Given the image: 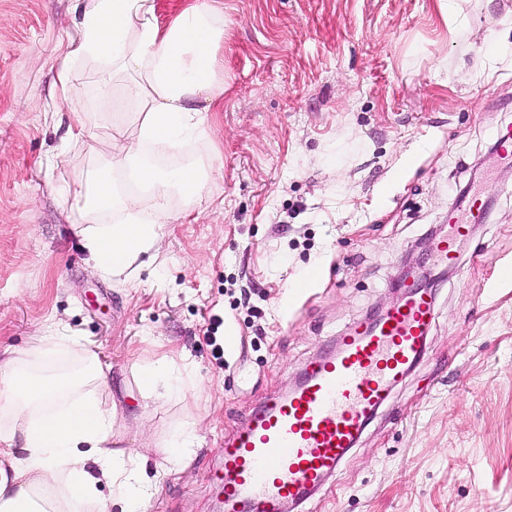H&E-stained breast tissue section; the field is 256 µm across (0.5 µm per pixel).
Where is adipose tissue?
I'll use <instances>...</instances> for the list:
<instances>
[{
	"label": "adipose tissue",
	"mask_w": 512,
	"mask_h": 512,
	"mask_svg": "<svg viewBox=\"0 0 512 512\" xmlns=\"http://www.w3.org/2000/svg\"><path fill=\"white\" fill-rule=\"evenodd\" d=\"M78 38L56 75L68 89L78 63L100 65L99 100L112 115L107 160L99 163L77 210L89 224L83 247L98 270L116 274L148 252L171 224L172 196H203L209 174L199 166L166 169L142 162L155 146L179 154L205 135L224 85L216 77L215 50L224 41V14L213 0H192L168 25L156 0H75ZM151 199L147 221L102 223L115 210L136 212ZM79 352L83 367L54 379L42 376L48 357ZM0 512H143L157 489L138 453L112 448L115 412L91 395L103 376L97 356L57 325L25 351L0 362ZM112 487L111 503L98 499L100 483Z\"/></svg>",
	"instance_id": "1"
}]
</instances>
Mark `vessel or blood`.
Segmentation results:
<instances>
[{
	"label": "vessel or blood",
	"instance_id": "obj_1",
	"mask_svg": "<svg viewBox=\"0 0 512 512\" xmlns=\"http://www.w3.org/2000/svg\"><path fill=\"white\" fill-rule=\"evenodd\" d=\"M483 207L470 199L437 245V259L454 263L455 246ZM405 301L374 324L339 337L336 353L313 359L288 396L267 400L251 424L225 443L224 498L234 512H283L306 500L336 471L362 427L385 402L425 348L434 297L419 281Z\"/></svg>",
	"mask_w": 512,
	"mask_h": 512
}]
</instances>
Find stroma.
<instances>
[{"label":"stroma","mask_w":512,"mask_h":512,"mask_svg":"<svg viewBox=\"0 0 512 512\" xmlns=\"http://www.w3.org/2000/svg\"><path fill=\"white\" fill-rule=\"evenodd\" d=\"M221 2L223 105L184 152L212 177L129 278L82 244L76 200L114 130L93 64L67 98L53 86L73 0H0V350L62 323L108 376L116 447L159 478L146 512H223L225 441L391 304L409 260L438 283L426 354L297 512H512V159L491 151L512 126V0ZM466 188L491 207L435 264ZM161 360L185 396L141 388ZM183 425L198 444L177 467Z\"/></svg>","instance_id":"35a3bbf8"}]
</instances>
